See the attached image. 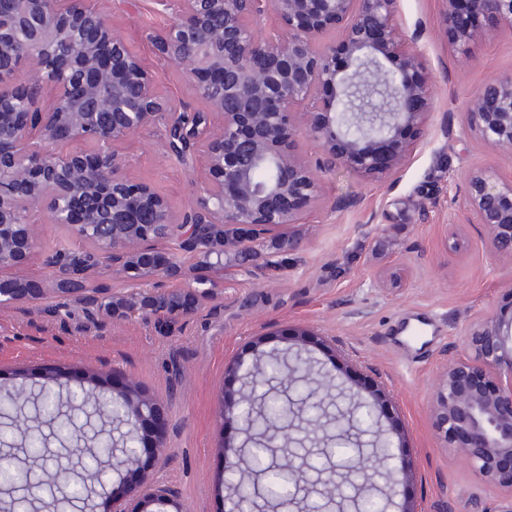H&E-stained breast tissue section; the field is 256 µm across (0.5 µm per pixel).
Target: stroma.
I'll return each mask as SVG.
<instances>
[{"label":"stroma","instance_id":"35a3bbf8","mask_svg":"<svg viewBox=\"0 0 512 512\" xmlns=\"http://www.w3.org/2000/svg\"><path fill=\"white\" fill-rule=\"evenodd\" d=\"M109 20L155 71L161 94L189 102L183 76L148 41L171 14L158 0H102ZM442 0H398L394 21L405 45L421 52L437 103L399 169L366 179L345 168L317 170L322 202L307 219L281 227L296 240L276 271L230 267L197 310L162 324L139 311L106 316L96 305L56 294L50 259L58 242L87 249L48 212L31 215L35 247L0 279L42 293L0 305V389L38 392L45 372L78 385L123 376L159 404L166 422L163 462L147 485L168 499L147 512H225L224 446L235 440L224 406L238 397L237 373L273 354L310 357L317 369L381 389L385 434L399 438L415 469L395 487L396 506L423 512H500L512 494L484 482L433 427L431 393L450 356L463 352L467 327L512 306V259L494 256L487 233L468 223L465 178L488 168L512 177V152L483 144L462 121L463 107L490 76L512 72V28L473 47L465 66L449 44ZM129 179L150 185L176 215L192 211L206 172L181 163L165 145L164 122L117 144ZM426 209H419V202ZM398 283L381 285L383 274ZM116 297L186 291L182 277L130 279L100 271ZM313 335L292 344L285 329Z\"/></svg>","mask_w":512,"mask_h":512}]
</instances>
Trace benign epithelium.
<instances>
[{
    "mask_svg": "<svg viewBox=\"0 0 512 512\" xmlns=\"http://www.w3.org/2000/svg\"><path fill=\"white\" fill-rule=\"evenodd\" d=\"M174 16L150 37L155 54L175 65L190 86L195 107L163 97L156 74L128 44L104 12L86 0H0V113H20L9 145L0 147V268L18 265L33 251L28 216L45 209L57 224L94 244L93 263L59 264L57 291L80 295L85 275L103 266H126L128 254L142 244L135 236L107 232L92 237L81 196L94 189L90 168L108 172L106 209L114 224H136L146 214L163 224L185 250L199 245L202 224H248L276 228L296 224L320 203L321 185L310 161L295 150L299 138L320 148L318 165L347 168L377 177L403 162L414 134L434 107V88L422 77V57L402 48L393 22L397 0H171ZM448 42L463 63L472 46L512 26V0H443ZM271 13L278 27L266 34L257 21ZM337 40L320 45L322 37ZM24 35L28 51L16 58L11 47ZM26 102L23 109L18 103ZM110 113L104 126L89 123L90 113ZM170 115L168 148L185 161L200 155L207 177L194 213L199 224L173 214L150 185L123 173L117 143L141 134L154 118ZM464 120L485 144L512 151V73L487 80L467 101ZM272 168L258 184L254 168ZM465 210L470 223L489 234L491 251L512 256V179L492 170L469 175ZM466 352L451 359L432 398L433 424L448 446L487 482L512 493V317L486 313L466 330ZM311 384L306 402L321 406L318 388L336 392L350 407H336L328 422L357 446L365 447L362 424L352 406L368 411L369 428L381 429L380 405L367 400L368 387L344 388L335 377L296 360L278 377L283 388L296 380ZM77 412L87 420H118L134 430L150 429L154 447L162 445L166 423L156 404L126 384L88 389ZM257 407L250 383L225 408L224 420L238 425L242 445L224 448V469L240 471L251 430L243 417ZM386 453L363 455L358 462L335 461L331 467L372 479L378 473L392 488L413 480L402 448L385 437ZM104 466L126 468L128 492L142 489L147 470L159 463L143 450L120 449ZM304 473L309 453H290L277 461ZM227 512H251L233 486L226 487Z\"/></svg>",
    "mask_w": 512,
    "mask_h": 512,
    "instance_id": "7a95c632",
    "label": "benign epithelium"
}]
</instances>
